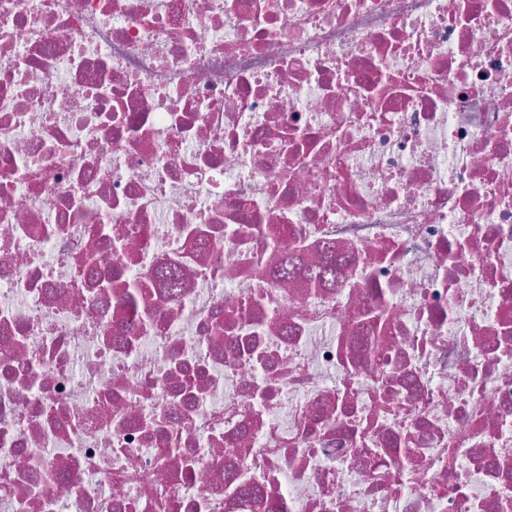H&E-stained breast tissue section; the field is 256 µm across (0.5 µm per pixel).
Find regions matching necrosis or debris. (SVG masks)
<instances>
[{"label":"necrosis or debris","instance_id":"1","mask_svg":"<svg viewBox=\"0 0 512 512\" xmlns=\"http://www.w3.org/2000/svg\"><path fill=\"white\" fill-rule=\"evenodd\" d=\"M274 497L512 512V0H0V512Z\"/></svg>","mask_w":512,"mask_h":512}]
</instances>
